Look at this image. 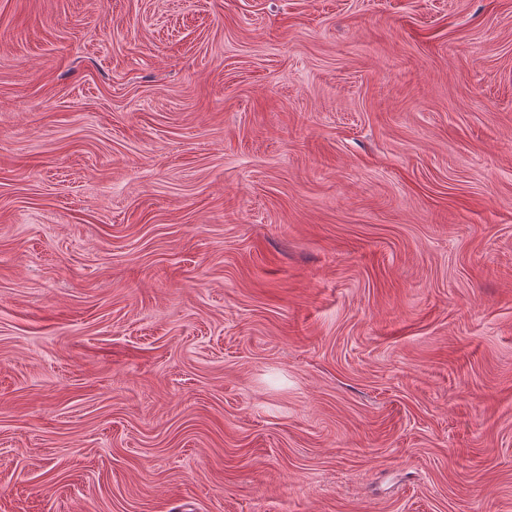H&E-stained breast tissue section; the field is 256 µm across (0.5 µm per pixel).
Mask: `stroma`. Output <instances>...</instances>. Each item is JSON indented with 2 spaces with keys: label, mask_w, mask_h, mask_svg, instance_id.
Wrapping results in <instances>:
<instances>
[{
  "label": "stroma",
  "mask_w": 512,
  "mask_h": 512,
  "mask_svg": "<svg viewBox=\"0 0 512 512\" xmlns=\"http://www.w3.org/2000/svg\"><path fill=\"white\" fill-rule=\"evenodd\" d=\"M0 512H512V0H0Z\"/></svg>",
  "instance_id": "stroma-1"
}]
</instances>
